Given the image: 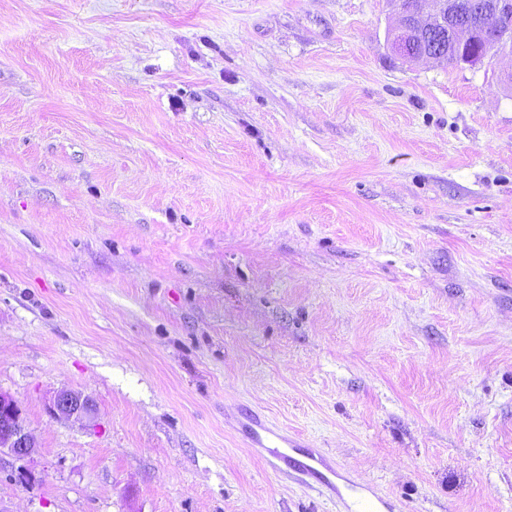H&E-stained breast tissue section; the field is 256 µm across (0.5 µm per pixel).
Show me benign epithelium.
<instances>
[{
    "mask_svg": "<svg viewBox=\"0 0 512 512\" xmlns=\"http://www.w3.org/2000/svg\"><path fill=\"white\" fill-rule=\"evenodd\" d=\"M398 15L390 33L393 51L407 63L432 60L441 65L476 66L485 56L474 52L480 45L501 55H512V0H472L465 11L460 0H388ZM50 415L77 419L94 411L93 401L82 392L62 389L47 405ZM35 452L17 403L0 392V455L17 464L18 479L33 480L26 462Z\"/></svg>",
    "mask_w": 512,
    "mask_h": 512,
    "instance_id": "benign-epithelium-1",
    "label": "benign epithelium"
}]
</instances>
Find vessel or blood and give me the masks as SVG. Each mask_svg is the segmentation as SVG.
Instances as JSON below:
<instances>
[{
	"label": "vessel or blood",
	"mask_w": 512,
	"mask_h": 512,
	"mask_svg": "<svg viewBox=\"0 0 512 512\" xmlns=\"http://www.w3.org/2000/svg\"><path fill=\"white\" fill-rule=\"evenodd\" d=\"M249 432L252 444L269 449L270 464L274 469L288 468L297 474L315 478L322 485H329V477L319 469L324 459L315 449L297 448L294 441L256 420L250 422Z\"/></svg>",
	"instance_id": "b4317fda"
}]
</instances>
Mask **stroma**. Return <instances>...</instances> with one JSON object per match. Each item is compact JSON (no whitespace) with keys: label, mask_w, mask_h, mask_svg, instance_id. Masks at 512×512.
Here are the masks:
<instances>
[{"label":"stroma","mask_w":512,"mask_h":512,"mask_svg":"<svg viewBox=\"0 0 512 512\" xmlns=\"http://www.w3.org/2000/svg\"><path fill=\"white\" fill-rule=\"evenodd\" d=\"M388 0H0V512H512V58ZM93 418H56L61 389ZM94 403L82 392L62 389L57 392L47 405L50 415L58 418L77 419L89 416L94 411ZM35 448L19 406L10 396L0 392V455L6 454L18 464L15 472L21 483L30 484L33 480L25 464ZM249 432L253 445L260 448H272L270 465L274 469L281 471L285 467L299 475L313 477L324 486L333 487L329 477L320 471L316 464L323 466L331 474L334 472L327 467L322 455L315 449L297 448L294 441L288 440V437L278 434L256 420L250 422ZM293 454L300 455L303 460L297 459Z\"/></svg>","instance_id":"1"}]
</instances>
